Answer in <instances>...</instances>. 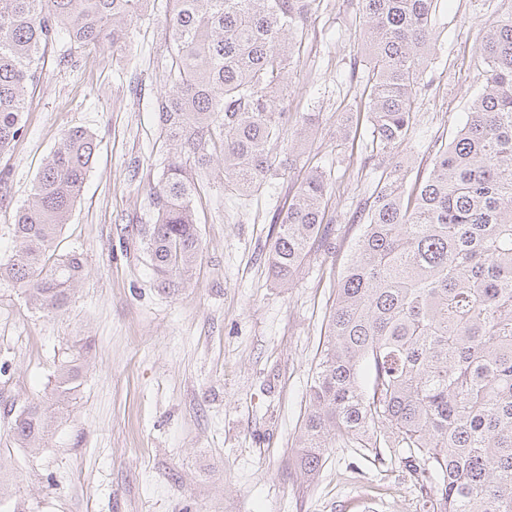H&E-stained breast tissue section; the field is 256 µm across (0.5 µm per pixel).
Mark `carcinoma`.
Here are the masks:
<instances>
[{"instance_id": "1", "label": "carcinoma", "mask_w": 512, "mask_h": 512, "mask_svg": "<svg viewBox=\"0 0 512 512\" xmlns=\"http://www.w3.org/2000/svg\"><path fill=\"white\" fill-rule=\"evenodd\" d=\"M154 0H0V152L25 131V95L40 52L66 32L61 61L125 42ZM159 124L170 142L152 192L156 222L136 236L155 281L188 287L203 246L193 201L218 162L224 190L251 196L291 172L316 126L294 134L288 71L316 0H169ZM438 0H359L368 63L371 157L385 162L360 210L362 230L336 275V299L309 386L297 465L311 476L336 446L385 444L402 455L421 512H512V12L484 29L481 88L456 135L406 189L394 161L410 143ZM98 149L67 130L46 158L13 224L16 250L0 283L44 313L68 308L83 277L77 251L60 252ZM326 172L309 173L279 213L266 253L289 284L310 241L328 239ZM81 354L54 374V404L76 391ZM53 409L30 401L10 422L18 448L39 449Z\"/></svg>"}]
</instances>
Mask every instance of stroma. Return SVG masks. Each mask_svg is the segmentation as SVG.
<instances>
[{"label": "stroma", "instance_id": "1", "mask_svg": "<svg viewBox=\"0 0 512 512\" xmlns=\"http://www.w3.org/2000/svg\"><path fill=\"white\" fill-rule=\"evenodd\" d=\"M512 0H439L412 130L399 159L426 172L480 90L479 32ZM358 0H317L289 73L291 116L320 115L288 179L255 195L224 192L217 169L195 201L203 257L189 288L158 289L129 228L151 224L149 196L168 150L155 99L164 87L162 14L133 27L125 48L79 53L47 47L23 115L24 136L0 154V258L14 252L12 224L62 133L95 132L99 149L59 248L82 253L80 290L66 311L28 307L0 285V455L11 461L0 512H419L414 479L388 449L337 443L315 476L297 465L306 393L334 298L332 262L359 233L356 207L375 186L365 119ZM330 172L326 220L335 243L314 242L293 283H273L265 255L280 210L311 169ZM89 346L77 392L59 409L47 447H14L9 424L28 401L52 394L60 361Z\"/></svg>", "mask_w": 512, "mask_h": 512}]
</instances>
